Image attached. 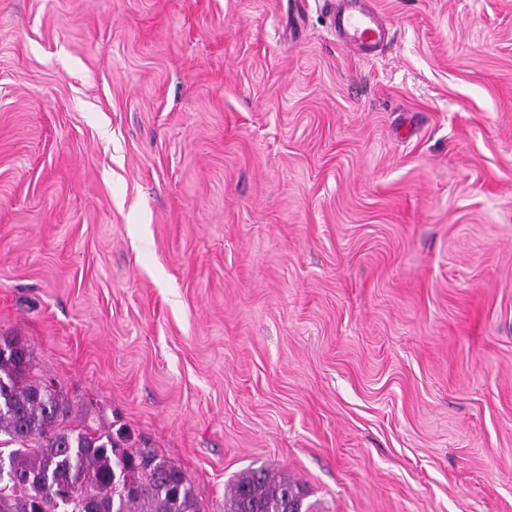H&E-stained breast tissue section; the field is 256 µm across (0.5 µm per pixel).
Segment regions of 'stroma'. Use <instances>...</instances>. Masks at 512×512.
Masks as SVG:
<instances>
[{"label":"stroma","mask_w":512,"mask_h":512,"mask_svg":"<svg viewBox=\"0 0 512 512\" xmlns=\"http://www.w3.org/2000/svg\"><path fill=\"white\" fill-rule=\"evenodd\" d=\"M292 3L0 0V338L205 512H512V0ZM331 27L338 34L339 43L371 60L377 51L391 40L390 28L380 13L369 5V0H326ZM303 486L267 469H248L224 496V512H312Z\"/></svg>","instance_id":"stroma-1"}]
</instances>
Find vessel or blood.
<instances>
[{"mask_svg": "<svg viewBox=\"0 0 512 512\" xmlns=\"http://www.w3.org/2000/svg\"><path fill=\"white\" fill-rule=\"evenodd\" d=\"M339 43L371 60L391 40V31L369 0H326Z\"/></svg>", "mask_w": 512, "mask_h": 512, "instance_id": "obj_1", "label": "vessel or blood"}]
</instances>
